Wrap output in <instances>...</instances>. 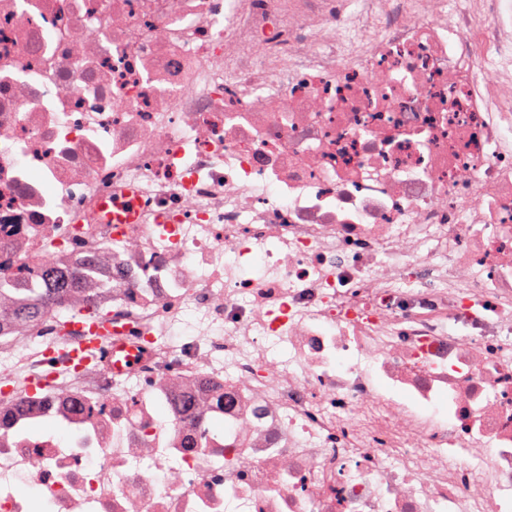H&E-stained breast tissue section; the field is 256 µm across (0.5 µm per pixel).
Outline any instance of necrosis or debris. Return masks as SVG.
Instances as JSON below:
<instances>
[{"mask_svg": "<svg viewBox=\"0 0 512 512\" xmlns=\"http://www.w3.org/2000/svg\"><path fill=\"white\" fill-rule=\"evenodd\" d=\"M413 4L0 0V512H512V0ZM28 272L33 276H39L41 288H39L38 296L31 303L20 308L12 309L7 313L1 312L0 308V319L4 316H11L16 322H22L41 316V314L62 304V297L67 292L65 283H57L51 288L47 285L48 278H43L42 273L32 270H28Z\"/></svg>", "mask_w": 512, "mask_h": 512, "instance_id": "obj_1", "label": "necrosis or debris"}]
</instances>
